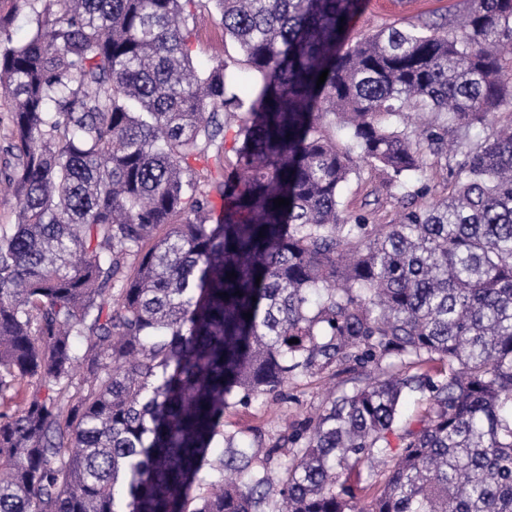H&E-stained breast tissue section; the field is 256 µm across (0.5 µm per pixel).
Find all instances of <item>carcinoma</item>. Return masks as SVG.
I'll use <instances>...</instances> for the list:
<instances>
[{"instance_id":"obj_1","label":"carcinoma","mask_w":512,"mask_h":512,"mask_svg":"<svg viewBox=\"0 0 512 512\" xmlns=\"http://www.w3.org/2000/svg\"><path fill=\"white\" fill-rule=\"evenodd\" d=\"M24 2L32 35L0 38V512H512V113L489 120L512 0L354 43L367 0ZM207 3L252 98L193 63ZM365 166L395 218L345 207ZM370 364L264 450L224 429ZM8 104L1 102L0 99V177L6 172H9L10 162H13L11 156L7 154L6 149L8 145Z\"/></svg>"}]
</instances>
